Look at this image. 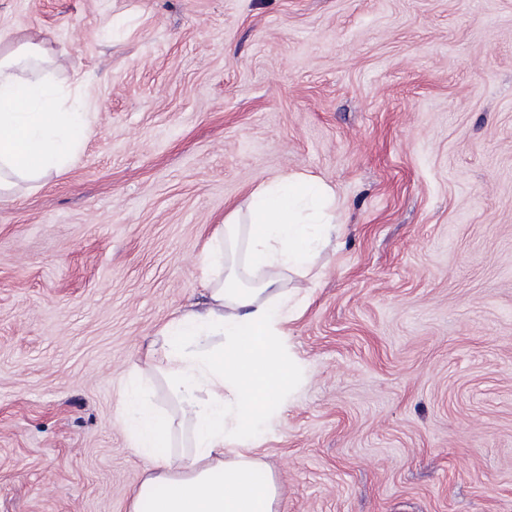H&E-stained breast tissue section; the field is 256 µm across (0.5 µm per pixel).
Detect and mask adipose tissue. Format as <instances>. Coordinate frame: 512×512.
<instances>
[{
    "label": "adipose tissue",
    "mask_w": 512,
    "mask_h": 512,
    "mask_svg": "<svg viewBox=\"0 0 512 512\" xmlns=\"http://www.w3.org/2000/svg\"><path fill=\"white\" fill-rule=\"evenodd\" d=\"M42 57L29 43L0 53V203L16 181L69 165L89 130ZM339 230L335 191L305 174L260 184L215 228L201 299L161 327L121 388L116 421L147 463L129 512H277L278 480L245 443L292 381L281 338L300 301L280 274L312 266ZM144 375L165 381L172 412L153 407Z\"/></svg>",
    "instance_id": "adipose-tissue-1"
}]
</instances>
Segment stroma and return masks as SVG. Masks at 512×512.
I'll list each match as a JSON object with an SVG mask.
<instances>
[{
	"label": "stroma",
	"instance_id": "stroma-1",
	"mask_svg": "<svg viewBox=\"0 0 512 512\" xmlns=\"http://www.w3.org/2000/svg\"><path fill=\"white\" fill-rule=\"evenodd\" d=\"M0 28L91 121L0 204V512H128L121 383L293 173L342 230L250 438L278 512H512V0H0Z\"/></svg>",
	"mask_w": 512,
	"mask_h": 512
}]
</instances>
